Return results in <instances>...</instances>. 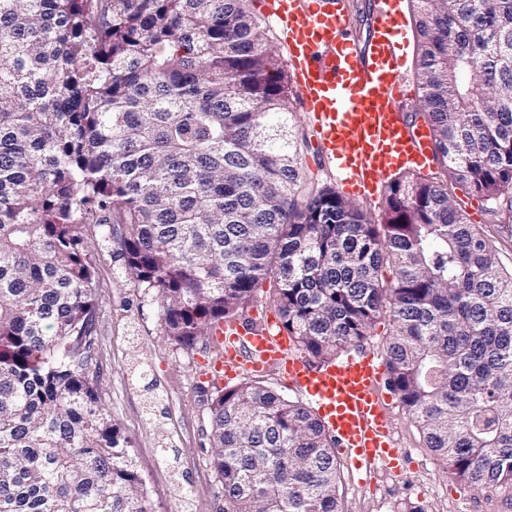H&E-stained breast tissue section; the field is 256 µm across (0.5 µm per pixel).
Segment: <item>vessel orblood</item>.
Here are the masks:
<instances>
[{
    "label": "vessel or blood",
    "instance_id": "vessel-or-blood-1",
    "mask_svg": "<svg viewBox=\"0 0 512 512\" xmlns=\"http://www.w3.org/2000/svg\"><path fill=\"white\" fill-rule=\"evenodd\" d=\"M366 32L357 34L347 0H275L266 21L287 39L286 65L317 148L346 194L375 201L381 180L399 168L435 161L429 128L407 111V32L402 0H367ZM217 354L203 366L211 381L276 368L306 398L338 451L366 473L400 468L408 457L389 425L388 374L374 351L312 364L296 352L274 314L218 325Z\"/></svg>",
    "mask_w": 512,
    "mask_h": 512
}]
</instances>
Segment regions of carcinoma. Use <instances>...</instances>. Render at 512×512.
<instances>
[{
  "instance_id": "obj_1",
  "label": "carcinoma",
  "mask_w": 512,
  "mask_h": 512,
  "mask_svg": "<svg viewBox=\"0 0 512 512\" xmlns=\"http://www.w3.org/2000/svg\"><path fill=\"white\" fill-rule=\"evenodd\" d=\"M414 2L441 173L391 181L377 224L304 192L248 0H0V512H154L91 371L87 224L187 349L268 281L322 363L388 317L389 383L426 447L476 490L512 486V270L450 197L512 223V0ZM210 406L224 512H342L309 409L255 379Z\"/></svg>"
}]
</instances>
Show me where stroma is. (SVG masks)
Instances as JSON below:
<instances>
[{
    "label": "stroma",
    "instance_id": "1",
    "mask_svg": "<svg viewBox=\"0 0 512 512\" xmlns=\"http://www.w3.org/2000/svg\"><path fill=\"white\" fill-rule=\"evenodd\" d=\"M293 132L305 167L307 189L330 186L313 143L306 113L294 114ZM100 230L84 228L94 263L99 310L94 362L105 404L132 442L155 512H224L222 484L210 455V401L200 369L215 350L213 338L190 349L162 333L161 308L123 271L117 251L102 247ZM392 428L409 458L402 469L364 471L340 463L343 512H503L512 490H475L457 481L426 447L423 435L397 394H390ZM172 449L176 468L163 466L161 449Z\"/></svg>",
    "mask_w": 512,
    "mask_h": 512
}]
</instances>
